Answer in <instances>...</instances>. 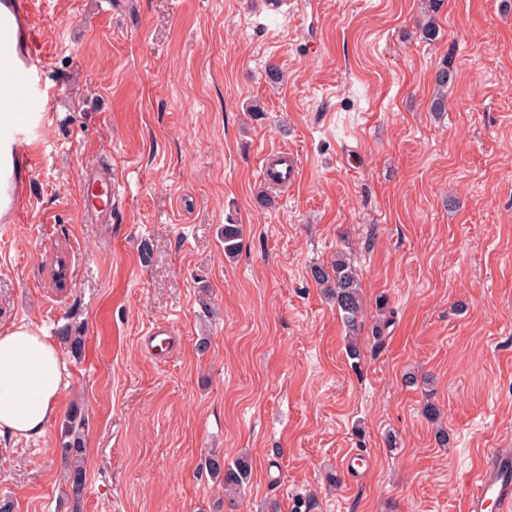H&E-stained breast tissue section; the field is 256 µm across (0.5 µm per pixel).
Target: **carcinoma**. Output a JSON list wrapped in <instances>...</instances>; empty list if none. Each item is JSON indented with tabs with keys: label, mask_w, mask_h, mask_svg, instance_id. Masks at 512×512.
I'll return each mask as SVG.
<instances>
[{
	"label": "carcinoma",
	"mask_w": 512,
	"mask_h": 512,
	"mask_svg": "<svg viewBox=\"0 0 512 512\" xmlns=\"http://www.w3.org/2000/svg\"><path fill=\"white\" fill-rule=\"evenodd\" d=\"M441 0H425L423 21L420 33L423 38L432 41L438 34L436 13ZM452 81V72L448 60H443L434 76L435 94L431 100L430 111L441 113L448 107V84ZM241 229L237 224L224 225V253L234 254L240 246ZM312 279L324 286L326 294L336 303V308L348 329L351 342L347 355L352 360L360 359L361 352L356 341L359 317L363 310L360 273L351 254L345 250L336 252L334 260L328 266L316 265L310 269ZM84 419L78 413L68 414L63 422L61 442L57 451L64 461L69 488L74 496L83 491L86 479V448L83 438ZM206 468L213 478L224 481V492L238 495L248 483L252 468L248 457L238 456L231 462L224 461L219 454H212L206 460Z\"/></svg>",
	"instance_id": "1"
}]
</instances>
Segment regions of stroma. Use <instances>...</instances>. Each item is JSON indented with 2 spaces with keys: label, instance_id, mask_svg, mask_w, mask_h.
Masks as SVG:
<instances>
[{
  "label": "stroma",
  "instance_id": "35a3bbf8",
  "mask_svg": "<svg viewBox=\"0 0 512 512\" xmlns=\"http://www.w3.org/2000/svg\"><path fill=\"white\" fill-rule=\"evenodd\" d=\"M267 2L36 0L43 163L22 221L0 223V331L68 325L84 345L59 347L46 434L0 436L13 512H294L301 495L308 512H462L484 450L512 448V0H443L432 42L421 0ZM280 148L299 165L284 189L260 174ZM103 166L108 218L82 205ZM230 222L243 238L228 257ZM341 249L361 270L356 362L309 273ZM381 296L393 317L377 338ZM73 409L78 501L57 452ZM212 453L250 458L236 500ZM452 81V72L448 62H442L434 76L435 94L431 100L430 111L445 112L448 107V84Z\"/></svg>",
  "mask_w": 512,
  "mask_h": 512
}]
</instances>
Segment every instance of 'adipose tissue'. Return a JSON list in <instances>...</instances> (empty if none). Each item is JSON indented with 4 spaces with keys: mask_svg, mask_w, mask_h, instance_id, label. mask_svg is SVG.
<instances>
[{
    "mask_svg": "<svg viewBox=\"0 0 512 512\" xmlns=\"http://www.w3.org/2000/svg\"><path fill=\"white\" fill-rule=\"evenodd\" d=\"M57 346L21 323L0 332V435L43 437L63 387Z\"/></svg>",
    "mask_w": 512,
    "mask_h": 512,
    "instance_id": "1",
    "label": "adipose tissue"
}]
</instances>
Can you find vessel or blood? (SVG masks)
Returning <instances> with one entry per match:
<instances>
[{
    "label": "vessel or blood",
    "mask_w": 512,
    "mask_h": 512,
    "mask_svg": "<svg viewBox=\"0 0 512 512\" xmlns=\"http://www.w3.org/2000/svg\"><path fill=\"white\" fill-rule=\"evenodd\" d=\"M32 0H0V222L15 223L26 206L25 177L41 163L36 133L42 120L48 54L30 20ZM288 150L267 154L262 176L292 182ZM463 512H512V448L488 449L469 477Z\"/></svg>",
    "instance_id": "b4317fda"
}]
</instances>
